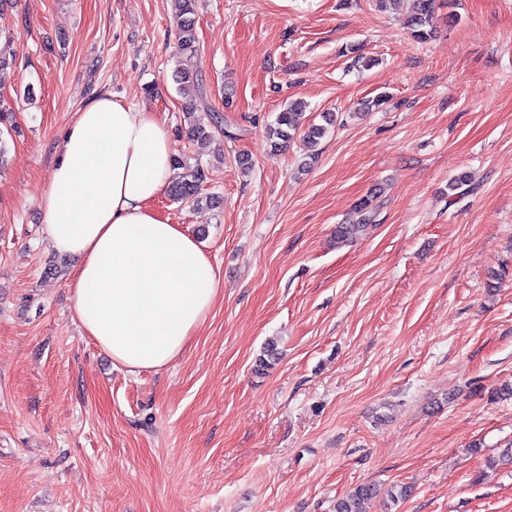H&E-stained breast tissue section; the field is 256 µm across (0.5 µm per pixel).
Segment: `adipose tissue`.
Returning a JSON list of instances; mask_svg holds the SVG:
<instances>
[{
  "label": "adipose tissue",
  "instance_id": "obj_1",
  "mask_svg": "<svg viewBox=\"0 0 512 512\" xmlns=\"http://www.w3.org/2000/svg\"><path fill=\"white\" fill-rule=\"evenodd\" d=\"M173 175L164 119L101 93L61 134L40 201L45 240L79 260L68 288L84 332L133 371L175 360L219 290L197 239L154 208Z\"/></svg>",
  "mask_w": 512,
  "mask_h": 512
}]
</instances>
